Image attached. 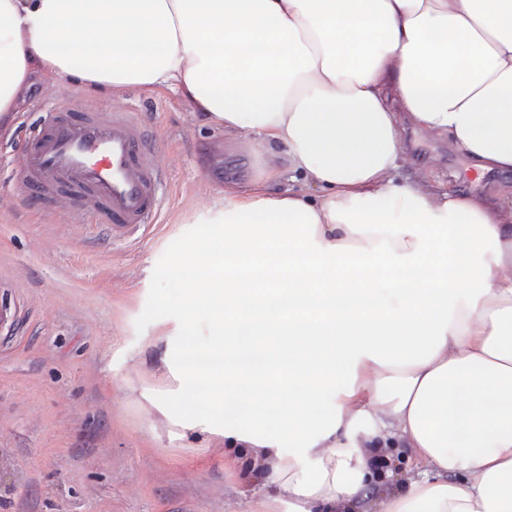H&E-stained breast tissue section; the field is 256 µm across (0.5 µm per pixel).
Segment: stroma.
Instances as JSON below:
<instances>
[{
  "label": "stroma",
  "mask_w": 512,
  "mask_h": 512,
  "mask_svg": "<svg viewBox=\"0 0 512 512\" xmlns=\"http://www.w3.org/2000/svg\"><path fill=\"white\" fill-rule=\"evenodd\" d=\"M83 103L136 108L156 134L164 173L156 223L133 241L16 186L17 147L51 111ZM414 165L437 161L439 180L488 195L446 142L409 133ZM268 158L245 136L199 125L169 91L115 98L67 79L32 77L27 102L0 135V512H251L224 475V446L180 436L153 407L169 376L154 359L159 321L186 340L175 306L195 272L185 254L217 234L210 210L225 180L259 177Z\"/></svg>",
  "instance_id": "obj_1"
}]
</instances>
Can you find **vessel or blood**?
I'll return each instance as SVG.
<instances>
[{"label":"vessel or blood","mask_w":512,"mask_h":512,"mask_svg":"<svg viewBox=\"0 0 512 512\" xmlns=\"http://www.w3.org/2000/svg\"><path fill=\"white\" fill-rule=\"evenodd\" d=\"M158 150L131 112L73 109L20 146V185L31 196L59 194L77 212L130 238L159 211Z\"/></svg>","instance_id":"b4317fda"}]
</instances>
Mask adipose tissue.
<instances>
[{
    "instance_id": "adipose-tissue-1",
    "label": "adipose tissue",
    "mask_w": 512,
    "mask_h": 512,
    "mask_svg": "<svg viewBox=\"0 0 512 512\" xmlns=\"http://www.w3.org/2000/svg\"><path fill=\"white\" fill-rule=\"evenodd\" d=\"M34 74L168 90L286 157L290 184L225 182L194 335L155 351L156 409L223 439L254 512H512V189L448 191L403 149L512 176V0H0V133Z\"/></svg>"
}]
</instances>
